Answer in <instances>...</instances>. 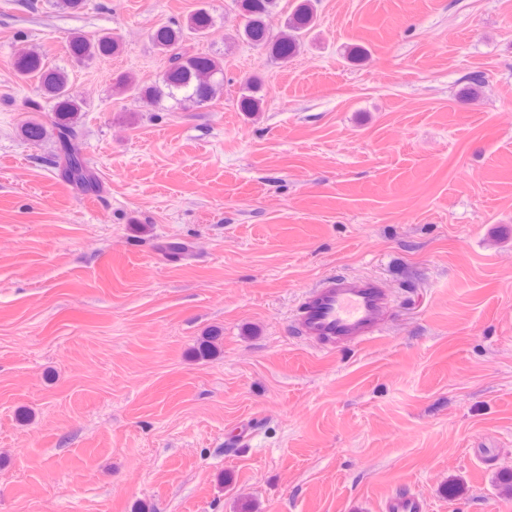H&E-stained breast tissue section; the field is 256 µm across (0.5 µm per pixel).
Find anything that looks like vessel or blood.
<instances>
[{
  "mask_svg": "<svg viewBox=\"0 0 512 512\" xmlns=\"http://www.w3.org/2000/svg\"><path fill=\"white\" fill-rule=\"evenodd\" d=\"M389 307L387 290L374 281L359 276H329L307 290L297 333L326 352L364 344L378 338ZM422 509L420 499L404 491L395 493L385 505V512Z\"/></svg>",
  "mask_w": 512,
  "mask_h": 512,
  "instance_id": "vessel-or-blood-1",
  "label": "vessel or blood"
}]
</instances>
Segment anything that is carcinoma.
Here are the masks:
<instances>
[{
  "label": "carcinoma",
  "instance_id": "cac0c4a2",
  "mask_svg": "<svg viewBox=\"0 0 512 512\" xmlns=\"http://www.w3.org/2000/svg\"><path fill=\"white\" fill-rule=\"evenodd\" d=\"M276 0H236L244 24L241 36L251 45L266 49L269 54L286 62L301 47L303 36L316 24L312 0H299L285 22V30L274 34L266 24V17ZM214 25L213 15L199 8L181 21L157 28L151 35L152 43L168 55V67L162 81L142 86L134 78L122 75L117 79L119 89L130 94L133 100L154 106L165 99L182 105L189 101L204 106L224 93V61L222 58L201 54L192 42L205 37ZM120 48L117 37L103 34L89 39L82 35L72 36L67 44L69 56L77 61L94 57H108ZM15 77L20 81L35 80L36 96L31 106L39 108L46 103L52 112L51 126L29 119L21 126V134L27 141H42L52 133L57 143L56 165L64 179L85 194L99 189L96 173L83 156L78 141L79 120L86 103L74 89L68 72L48 61L37 48H28L12 60ZM264 95L262 83L256 77L244 81L239 99V110L254 113L262 108Z\"/></svg>",
  "mask_w": 512,
  "mask_h": 512
}]
</instances>
